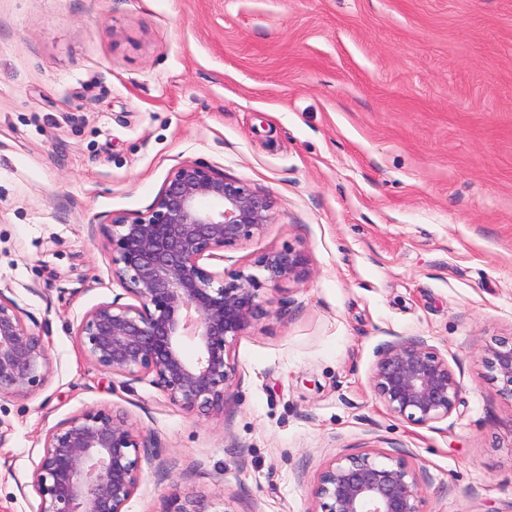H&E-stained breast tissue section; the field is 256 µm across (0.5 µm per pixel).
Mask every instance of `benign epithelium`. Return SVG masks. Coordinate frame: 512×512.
<instances>
[{"instance_id": "benign-epithelium-1", "label": "benign epithelium", "mask_w": 512, "mask_h": 512, "mask_svg": "<svg viewBox=\"0 0 512 512\" xmlns=\"http://www.w3.org/2000/svg\"><path fill=\"white\" fill-rule=\"evenodd\" d=\"M221 203L218 210L204 201ZM275 202L265 190L224 176L201 161H185L165 180L149 209L114 213L102 230L112 250V276L135 300L89 309L76 336L98 368L145 376L187 412L224 409L236 376L233 342L262 310L261 282L243 271L211 272L201 261L261 235ZM303 253L287 245L258 258L272 279L300 278ZM486 368L512 398V337L484 350ZM52 372L49 336L30 326L0 290V395L27 396ZM370 387L387 413L433 429L457 409L462 385L438 350L418 339L385 347ZM144 437L127 412L86 407L49 429L31 475L35 512H126L142 474ZM320 512H425L417 473L401 455L358 452L331 459L318 477ZM202 495L172 493L160 512H214Z\"/></svg>"}]
</instances>
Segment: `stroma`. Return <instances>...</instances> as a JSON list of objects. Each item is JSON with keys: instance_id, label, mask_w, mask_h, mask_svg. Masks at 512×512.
<instances>
[{"instance_id": "stroma-1", "label": "stroma", "mask_w": 512, "mask_h": 512, "mask_svg": "<svg viewBox=\"0 0 512 512\" xmlns=\"http://www.w3.org/2000/svg\"><path fill=\"white\" fill-rule=\"evenodd\" d=\"M199 160L268 191L263 234L207 261L255 272L291 246L230 350L223 411L84 357L92 307L130 303L107 216L146 212ZM0 289L47 325L53 371L0 397V512H35L46 431L88 406L146 439L127 512L171 493L227 512H316L334 457L402 455L426 512H512V400L482 362L512 336V0H0ZM400 338L447 357L437 428L369 384ZM255 265L268 271L270 279H298L306 273L307 260L303 253L287 245L259 257Z\"/></svg>"}]
</instances>
